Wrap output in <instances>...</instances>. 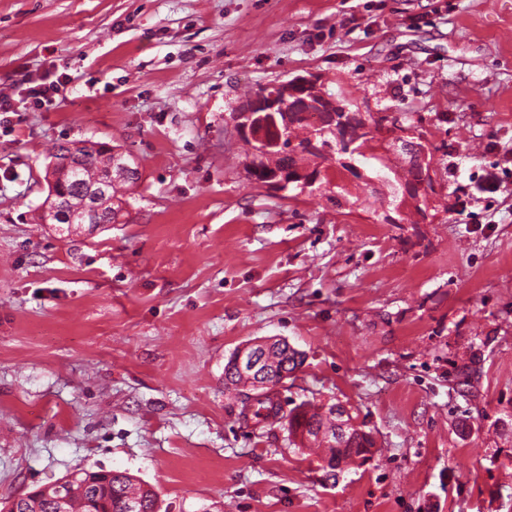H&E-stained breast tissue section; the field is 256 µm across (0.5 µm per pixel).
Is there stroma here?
Returning <instances> with one entry per match:
<instances>
[{"mask_svg": "<svg viewBox=\"0 0 512 512\" xmlns=\"http://www.w3.org/2000/svg\"><path fill=\"white\" fill-rule=\"evenodd\" d=\"M298 76L422 134L425 214L251 180L231 117ZM0 97V499L94 466L160 512H512V0H0ZM58 141L134 156L126 223H43ZM264 338L304 355L284 409L344 404L373 458L333 482L240 419ZM68 82L69 75L65 72H61L56 80L50 82L48 85L39 84L29 87L27 88V98L24 103H29L33 107L41 106L43 103L50 101L54 94H59L61 87L64 88Z\"/></svg>", "mask_w": 512, "mask_h": 512, "instance_id": "stroma-1", "label": "stroma"}]
</instances>
